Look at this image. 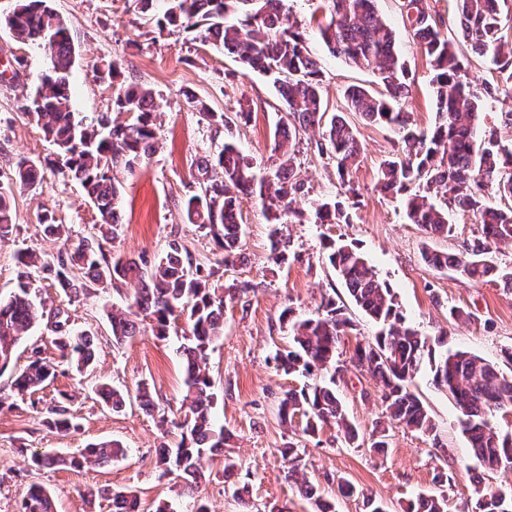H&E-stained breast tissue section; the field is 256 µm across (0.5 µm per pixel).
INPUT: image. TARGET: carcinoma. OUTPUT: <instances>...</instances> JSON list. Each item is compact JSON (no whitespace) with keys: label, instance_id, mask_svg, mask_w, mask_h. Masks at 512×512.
<instances>
[{"label":"carcinoma","instance_id":"cac0c4a2","mask_svg":"<svg viewBox=\"0 0 512 512\" xmlns=\"http://www.w3.org/2000/svg\"><path fill=\"white\" fill-rule=\"evenodd\" d=\"M329 20L319 26V35L329 52L358 67L372 70L384 93L377 95L360 86L344 91L346 111L363 120L393 129L400 147L380 166V189L401 200L407 219L430 237H448L453 225L448 212H469L480 224L481 235L458 252L425 249L423 261L437 271L451 270L469 283L494 281L512 290V267L499 265L491 256V245L512 243V208H501L491 197H512V146L489 130L477 136L479 117L486 99H512V44L504 31L499 0H454L463 38L474 54L493 56L497 76L474 91L466 67L448 37L442 35L425 0H400L407 28L433 69L436 121L420 129L404 105L412 96L408 69L397 48L395 32L378 15L375 0H327ZM17 41L42 47L49 67L41 84L29 94L33 110L24 113L51 141L61 158L60 171L79 184L100 216L97 237L69 243L67 225L45 213L39 224L44 232L68 242L55 254L26 250L18 254L22 266L17 287L8 299H0V371L12 361L16 347L46 315V306L32 288L36 273L54 275L56 287L76 298L94 284L136 278L141 288L125 307L106 312L112 341L121 344L140 333L146 320L155 323L158 335L166 334L170 321L186 316L190 335L178 352L185 368L182 406L186 420L180 441L165 448L158 463L179 472L189 486L202 479V460L224 449L230 433L212 413V383L207 372L210 345L223 334L224 296L209 286L200 269L192 268L191 255L179 239H172L163 256L148 270L133 259L107 257L104 244L122 232L120 192L112 171L122 165L133 171L154 154V92L120 81L119 64L104 65L113 89L112 103L130 120L114 124L104 116L95 126H85L72 109L69 76L75 63L69 29L50 6V0H17L12 22L5 23ZM159 31L169 27L195 31L210 42L239 57L247 69L273 77V85L287 106V119L277 126L275 151L278 165L261 174L253 162L232 142L197 162L196 180L201 194L189 198L185 213L188 223L210 235L229 264L238 257L245 233L241 224V200L256 198L272 214L273 221L302 222L304 210L298 196L304 182L295 165L294 142L300 132L322 130L316 141L318 153L336 160L340 178L357 164L361 143L344 113L326 117L322 98L323 72L306 46L301 23L290 14L285 0H167ZM15 183L33 188L42 180V163L22 158L16 163ZM12 187L0 185V239L12 234L15 215ZM349 223L348 205L334 198L321 200L314 208V223ZM329 265L350 298L366 315L381 325L374 341L358 346L352 358L355 368L369 373L378 383L389 417L423 435L435 426L421 401L410 392L409 383L428 362L433 384L448 392L460 412L462 432L470 443L472 457L488 470L512 473V434L501 433L489 423L495 411L512 410V376L482 357L448 348L444 339L429 343L406 322L401 307L388 285L382 282L365 256L354 246L328 241L324 244ZM56 316L55 343L62 358L77 371L92 364L96 351L89 334L73 330L65 310ZM288 348L276 351L274 360L284 372L336 368L340 336L351 327L344 306L333 298L322 302L317 314L291 319ZM54 378V368L39 356L15 378L17 392L33 393ZM336 379L305 385L286 394L281 406L283 419L300 416L303 433L313 434L327 423L336 425L348 442L358 438L340 399ZM99 401L121 410L127 394L106 382L94 389ZM48 425L58 432L77 427L68 407L59 404L48 410ZM126 455L117 441L88 446L78 456L35 454L36 468L85 464L105 465ZM291 463L290 477L300 493L321 506L313 483L299 472V449L284 450ZM137 499L132 490L112 493V512H125ZM23 512H54L49 491L31 487L23 499ZM403 512H446V498L422 494L408 501ZM475 512H512V489L478 491Z\"/></svg>","mask_w":512,"mask_h":512}]
</instances>
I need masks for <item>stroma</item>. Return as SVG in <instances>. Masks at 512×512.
<instances>
[{
  "mask_svg": "<svg viewBox=\"0 0 512 512\" xmlns=\"http://www.w3.org/2000/svg\"><path fill=\"white\" fill-rule=\"evenodd\" d=\"M428 2L443 32L454 40L473 84L492 79L491 58L473 56L458 37L454 0ZM15 5L16 0H0V67L18 58L23 61L15 72L0 77V182L11 184L15 164L23 157L44 161L45 168L38 188L14 186L15 228L0 241L2 297L16 286L21 272L16 262L19 250L51 254L60 248L59 242L44 236L40 214L52 212L68 225L75 240L94 236L99 222L79 185L55 166V146L17 109L19 100L36 89L49 59L42 48L18 42L5 27L3 20ZM51 5L67 23L76 51L70 81L79 119L93 124L102 115L112 114V89L96 71L109 60L118 61L122 81L151 88L158 105L157 152L135 171L121 167L113 171L124 224L118 238L106 245V253L135 259L147 269L163 254L168 241L178 238L213 287L236 282L249 290L225 302L224 334L208 355L215 413L231 438L223 452L204 459L205 477L190 489L178 473L163 471L157 463L159 449L176 447L180 440L183 372L177 348L188 330L186 320H179L165 337L153 335L150 325H143L139 336L116 345L105 310L124 303L133 285L95 286L67 304L52 280L37 278L47 305H65L73 327L96 336L99 354L92 373L77 374L60 359L52 331L42 324L22 341L12 363L0 372V512H18L34 485L51 493L56 512H112L106 496L111 489L135 491L140 512H152L159 499L170 501L176 512H191L198 500L210 512H269L273 506L287 507L288 512H314L288 477V463L280 450L291 443L300 450L307 477L336 512H367L370 498L381 501L388 512H402L403 505L421 493L444 494L447 512H474L477 487H512V474L476 467L459 425V412L448 394L434 387L428 369H421L411 388L435 423L430 436L389 421L376 382L350 362L357 344L373 340L379 327L349 302L325 258L327 239L354 245L363 253L378 277L393 289L407 321L423 336L445 339L449 347L477 354L501 370L512 367L503 357L504 350L512 348V291L493 282L465 283L455 272L431 269L421 257L426 249L458 251L471 243L479 235L473 217L450 212L453 235L431 238L410 224L399 200L378 186L379 166L395 150L396 133L355 120L363 151L349 175L359 193L350 223L282 224L287 260L277 265L271 260L273 225L265 209L248 200L242 205L243 256L229 267L218 264L214 241L189 224L184 213L186 201L200 192L194 166L200 157L215 154L229 141L258 169L272 168L275 128L286 117L272 81L248 72L238 57L201 42L194 33L158 31L142 13L139 0H51ZM287 6L307 29L308 49L324 73L323 95L329 112L343 109L342 91L347 86L380 91L372 71L327 52L317 30L327 13L326 0H288ZM376 10L395 30L408 68L412 96L406 107L419 127H430L436 113L431 67L404 27L398 0H376ZM190 92L214 111L229 115L238 111L240 103H249L251 115L224 128L201 119L186 99ZM319 138V130L312 129L296 140L295 163L307 190L301 205L307 210L345 192L335 160L317 152ZM329 296L345 302L354 324L342 336L336 354L342 366L336 375L337 392L360 433L353 444L334 426H324L309 437L282 424L279 417L286 392L308 382L301 374H284L273 360L276 350L291 341L282 313L290 309L298 317L313 315ZM453 306L469 312V319H449ZM36 349L54 363L56 378L36 393H17L12 382ZM99 381L129 391L121 411L97 401L91 387ZM142 382L152 395L149 410L135 396ZM64 392L71 396L68 407L79 427L57 433L46 424L47 410ZM378 425L389 435V448L382 454L370 448V435ZM104 440L121 442L126 456L104 467L91 464L79 469L38 470L28 463L35 452L70 455ZM228 456L238 463L229 474L224 471ZM343 482L355 487L354 496L340 495L338 486ZM241 485L249 488L244 504L231 493L232 487Z\"/></svg>",
  "mask_w": 512,
  "mask_h": 512,
  "instance_id": "1",
  "label": "stroma"
}]
</instances>
